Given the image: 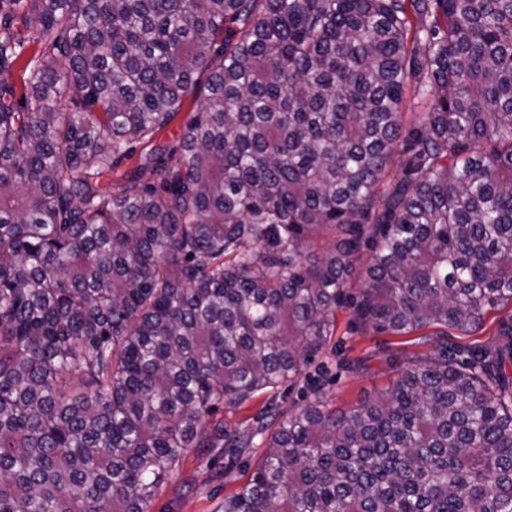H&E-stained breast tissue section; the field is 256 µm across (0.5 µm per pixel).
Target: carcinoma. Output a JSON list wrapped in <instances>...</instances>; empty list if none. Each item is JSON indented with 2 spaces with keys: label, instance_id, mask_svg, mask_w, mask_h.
<instances>
[{
  "label": "carcinoma",
  "instance_id": "carcinoma-1",
  "mask_svg": "<svg viewBox=\"0 0 512 512\" xmlns=\"http://www.w3.org/2000/svg\"><path fill=\"white\" fill-rule=\"evenodd\" d=\"M28 41L0 81V512H149L185 449L261 446L224 512H512V317L448 343L512 304V0H0L1 76ZM342 307L434 352L280 411ZM511 314L510 306L504 310L495 311L488 315L483 327L471 335L448 336V341L459 345H471L474 343H490L495 339L500 317ZM268 397L269 394H263L238 407L226 406L213 419L223 420L224 427L233 432L247 425V420L265 407Z\"/></svg>",
  "mask_w": 512,
  "mask_h": 512
}]
</instances>
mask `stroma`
Returning <instances> with one entry per match:
<instances>
[{
	"mask_svg": "<svg viewBox=\"0 0 512 512\" xmlns=\"http://www.w3.org/2000/svg\"><path fill=\"white\" fill-rule=\"evenodd\" d=\"M336 318L332 350L307 369L311 380L323 384L332 407L346 411L375 398L403 371L407 356L434 351L418 334L396 336L356 324L347 310H338ZM257 458L252 450L230 466L221 449H186L179 482L158 489L150 512H222L225 495L246 484Z\"/></svg>",
	"mask_w": 512,
	"mask_h": 512,
	"instance_id": "35a3bbf8",
	"label": "stroma"
}]
</instances>
